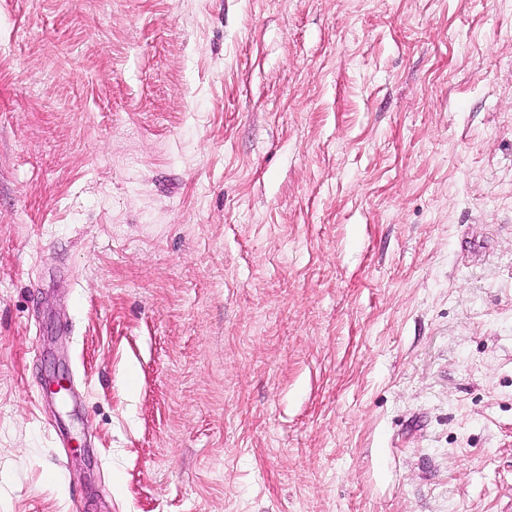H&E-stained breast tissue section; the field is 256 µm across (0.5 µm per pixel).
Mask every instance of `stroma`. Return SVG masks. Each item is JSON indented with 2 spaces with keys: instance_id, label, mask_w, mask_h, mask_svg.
<instances>
[{
  "instance_id": "stroma-1",
  "label": "stroma",
  "mask_w": 512,
  "mask_h": 512,
  "mask_svg": "<svg viewBox=\"0 0 512 512\" xmlns=\"http://www.w3.org/2000/svg\"><path fill=\"white\" fill-rule=\"evenodd\" d=\"M0 512H512V0H0Z\"/></svg>"
}]
</instances>
